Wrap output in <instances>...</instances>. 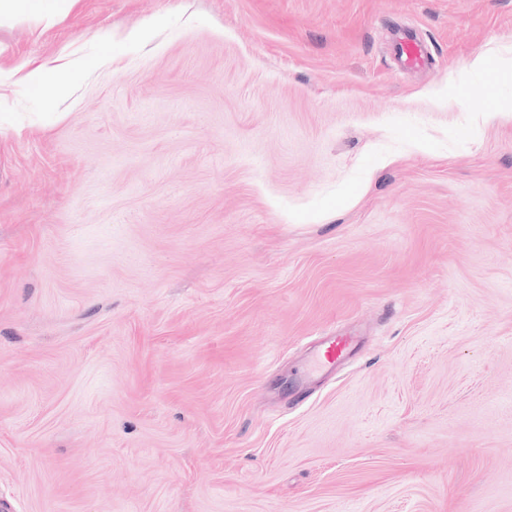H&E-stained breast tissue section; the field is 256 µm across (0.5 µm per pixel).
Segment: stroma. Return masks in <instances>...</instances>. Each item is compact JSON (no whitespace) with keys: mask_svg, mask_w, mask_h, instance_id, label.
<instances>
[{"mask_svg":"<svg viewBox=\"0 0 512 512\" xmlns=\"http://www.w3.org/2000/svg\"><path fill=\"white\" fill-rule=\"evenodd\" d=\"M58 56L0 91L11 512H512V0L0 21ZM397 62L406 69H417L426 66L430 55L421 40L411 32H404L395 45ZM58 60H49L40 63L37 66H29L23 75L18 79L19 82L26 83L37 89L39 92H54L61 94L68 89L70 69L68 64H55ZM356 344V336H331L327 338L318 352V365L322 367L336 365V363L351 355Z\"/></svg>","mask_w":512,"mask_h":512,"instance_id":"stroma-1","label":"stroma"}]
</instances>
